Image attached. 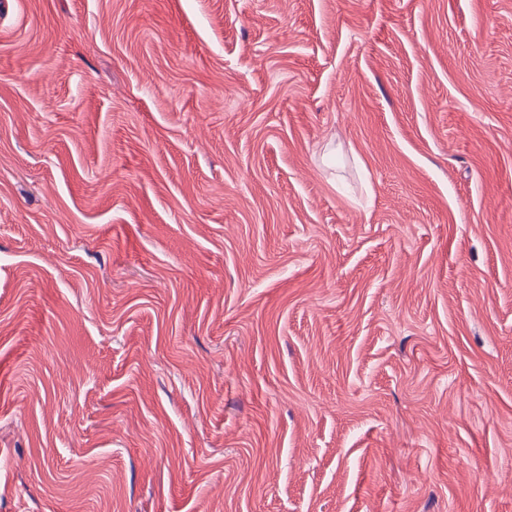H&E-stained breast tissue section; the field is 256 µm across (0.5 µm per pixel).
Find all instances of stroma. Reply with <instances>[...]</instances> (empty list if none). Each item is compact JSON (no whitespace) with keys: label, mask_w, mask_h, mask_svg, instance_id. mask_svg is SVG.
I'll list each match as a JSON object with an SVG mask.
<instances>
[{"label":"stroma","mask_w":512,"mask_h":512,"mask_svg":"<svg viewBox=\"0 0 512 512\" xmlns=\"http://www.w3.org/2000/svg\"><path fill=\"white\" fill-rule=\"evenodd\" d=\"M0 512H512V0H0Z\"/></svg>","instance_id":"obj_1"}]
</instances>
